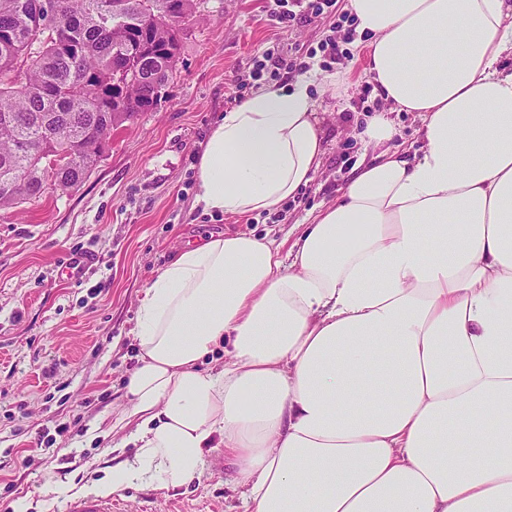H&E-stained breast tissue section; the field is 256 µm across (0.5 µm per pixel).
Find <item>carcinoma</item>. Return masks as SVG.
<instances>
[{"mask_svg": "<svg viewBox=\"0 0 512 512\" xmlns=\"http://www.w3.org/2000/svg\"><path fill=\"white\" fill-rule=\"evenodd\" d=\"M0 0V212L82 184L112 132L165 97L197 0ZM144 44L151 53L121 56Z\"/></svg>", "mask_w": 512, "mask_h": 512, "instance_id": "cac0c4a2", "label": "carcinoma"}]
</instances>
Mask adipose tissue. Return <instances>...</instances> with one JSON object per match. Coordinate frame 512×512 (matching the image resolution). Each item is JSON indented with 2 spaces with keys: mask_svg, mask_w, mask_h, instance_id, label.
Here are the masks:
<instances>
[{
  "mask_svg": "<svg viewBox=\"0 0 512 512\" xmlns=\"http://www.w3.org/2000/svg\"><path fill=\"white\" fill-rule=\"evenodd\" d=\"M349 6L367 74L418 114L421 147L392 149L373 116L370 158L291 249L213 235L158 271L111 422L136 453L84 493L185 486L215 445L243 512H512V0ZM314 83L333 79L262 85L219 115L199 204L272 212L313 181Z\"/></svg>",
  "mask_w": 512,
  "mask_h": 512,
  "instance_id": "1",
  "label": "adipose tissue"
}]
</instances>
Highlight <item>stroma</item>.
<instances>
[{
  "mask_svg": "<svg viewBox=\"0 0 512 512\" xmlns=\"http://www.w3.org/2000/svg\"><path fill=\"white\" fill-rule=\"evenodd\" d=\"M274 0H199L181 41L174 77L155 111L112 135L111 148L78 188L47 190L39 202L0 214V512H63L46 484L103 479L134 448L99 430L126 403L139 364L137 301L187 241L210 234L272 233L293 243L298 227L332 201L363 154L355 134L378 100L366 75V35L334 65L336 85L317 95L327 151L321 171L279 210L205 212L196 201V156L221 112L235 103L255 56L267 48L305 57L325 39L328 19L278 24ZM93 257L63 272L73 252ZM202 480L179 489L138 484L119 490L128 512H240L234 467L223 449L205 452Z\"/></svg>",
  "mask_w": 512,
  "mask_h": 512,
  "instance_id": "stroma-1",
  "label": "stroma"
}]
</instances>
